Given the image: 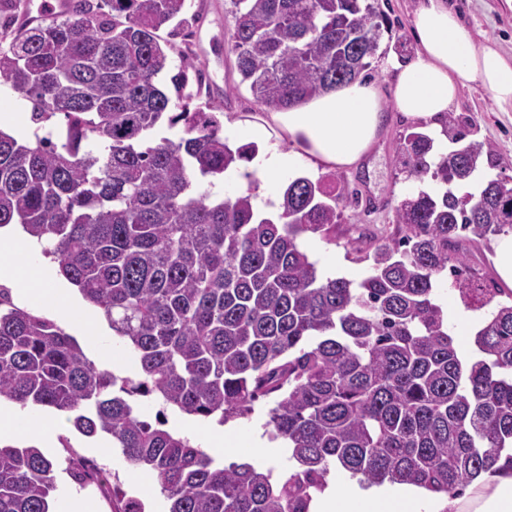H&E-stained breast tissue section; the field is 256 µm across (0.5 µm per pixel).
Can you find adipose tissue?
<instances>
[{
  "label": "adipose tissue",
  "instance_id": "ef3b65f1",
  "mask_svg": "<svg viewBox=\"0 0 512 512\" xmlns=\"http://www.w3.org/2000/svg\"><path fill=\"white\" fill-rule=\"evenodd\" d=\"M416 55L407 64L390 62L394 72L392 102L396 111L431 124L433 149L444 153L448 141L442 123L459 93L482 84L503 109L512 108V60L493 43L477 44L470 30L445 0H427L412 19ZM386 116L378 87L359 80L327 92L308 103L268 113L261 122L225 123V138L263 145L257 176L260 194L275 198L285 180L301 167L315 171L361 163L376 143ZM288 139L282 148L280 139ZM26 265H19V258ZM9 278L17 295L78 323L94 347L99 367L112 368L114 347L99 316L80 293L69 288L56 262L40 257L28 234L16 227L0 228V278ZM54 421L0 405V441L18 439L40 445L50 442ZM203 447L213 452H242L263 461L282 444L253 437L240 444L232 427L210 423L195 430ZM311 512H512V470L483 475L460 496L442 498L409 484L364 487L347 482L317 494Z\"/></svg>",
  "mask_w": 512,
  "mask_h": 512
}]
</instances>
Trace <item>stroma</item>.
Segmentation results:
<instances>
[{
    "instance_id": "1",
    "label": "stroma",
    "mask_w": 512,
    "mask_h": 512,
    "mask_svg": "<svg viewBox=\"0 0 512 512\" xmlns=\"http://www.w3.org/2000/svg\"><path fill=\"white\" fill-rule=\"evenodd\" d=\"M425 0H375L388 26L380 48L362 79L374 83L380 90L382 106L388 121L379 139L361 167L331 169L321 173V180L348 186L357 200L347 201L342 209L335 233L325 238L318 234L302 237L301 244L314 262L331 261L336 274L361 281L370 273L371 263L364 259L378 239L397 236L393 222L394 209L406 196L419 190L420 184L406 178L402 171L397 145L407 133L420 130L421 122L394 111L391 103L393 73L386 67L388 57L410 60L416 51L411 20ZM463 22L471 29L477 43L493 40L507 58H512V9L505 0H447ZM226 0H192L193 13L187 21L192 33L190 43L195 62L200 65L205 81L191 107L214 104L222 106L223 118L260 121L267 115L258 105L248 87L240 81L236 58L227 50L228 22ZM458 117L471 142L491 143L496 151L495 166H485L476 174V181L504 178L512 181V110L501 111L490 92L481 84L465 89L450 107ZM31 105L9 85L0 82V114L11 113L9 134L20 140L34 135H47L48 127L34 125L30 120ZM56 438L46 454L56 463V500L83 497L92 500L98 512H110L109 503L97 490L82 489L67 472L69 451L96 461L107 475H118L125 490L143 504L144 512H165L166 503L159 484L139 486L129 481L130 467L119 449L113 448L110 436L93 439L80 436L66 421H59Z\"/></svg>"
}]
</instances>
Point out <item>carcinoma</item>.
Listing matches in <instances>:
<instances>
[{"mask_svg": "<svg viewBox=\"0 0 512 512\" xmlns=\"http://www.w3.org/2000/svg\"><path fill=\"white\" fill-rule=\"evenodd\" d=\"M228 51L241 82L270 109L304 104L370 66L385 28L373 0H229ZM188 0H75L68 13L17 31L0 47V80L31 103L35 124L63 117L58 141L0 130V228L19 224L95 306L139 364L136 377L100 370L54 320L0 288V398L66 417L80 435L112 437L126 462L153 473L166 512H309L339 464L363 485L406 483L454 496L484 473L512 468V290L489 288L460 244L512 231V187L490 179L459 196L488 143L464 139L432 156L412 131L397 150L407 178L441 184L394 211L400 236L377 242L355 283L320 278L305 233L340 222L343 187L289 181L277 218L259 217L252 188L202 191L253 145L224 139L218 106L170 111L159 84L183 35ZM171 78L177 98L204 74L188 54ZM181 131L155 141L162 125ZM454 282L461 302L489 310L464 361L436 303ZM507 295L508 301L496 300ZM273 397L265 426L296 469L224 465L189 438L138 414L150 398L178 412L245 417ZM68 472L143 512L104 470L67 448ZM54 462L35 446L0 445V512H51Z\"/></svg>", "mask_w": 512, "mask_h": 512, "instance_id": "1", "label": "carcinoma"}]
</instances>
